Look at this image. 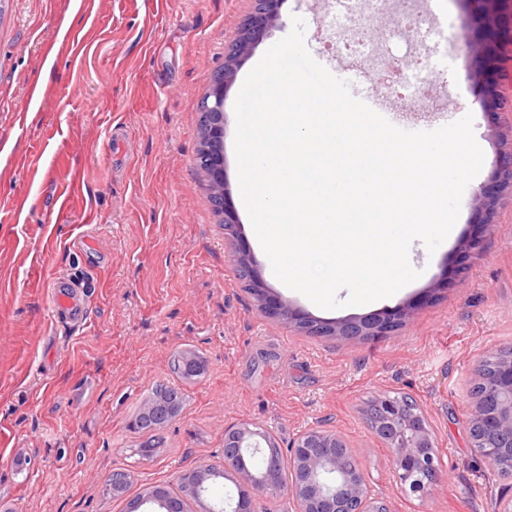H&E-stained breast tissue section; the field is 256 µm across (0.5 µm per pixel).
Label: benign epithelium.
<instances>
[{"label": "benign epithelium", "mask_w": 512, "mask_h": 512, "mask_svg": "<svg viewBox=\"0 0 512 512\" xmlns=\"http://www.w3.org/2000/svg\"><path fill=\"white\" fill-rule=\"evenodd\" d=\"M254 9L235 32L224 53V81L196 109L210 117L212 138L224 125L223 104L242 62L264 35L281 22L283 0H254ZM464 13L462 40L466 48L467 79L481 85L482 107L498 113L509 104L494 74L504 49L512 50V0H454ZM493 189L481 188L473 202L482 223L492 224L499 197L512 192V148L500 151L491 175ZM237 218L224 204V235L238 263L248 268L249 291L259 308L278 321L293 323L312 336L345 338L384 336L412 321L416 307L406 304L354 319L321 322L270 294L253 269L250 252L236 233ZM474 401L470 424L477 434V448L490 470L499 473L512 465V352L502 355L494 372L483 364L475 369ZM372 431L387 443L397 484L410 495L429 491L441 468L435 436L423 406L412 398L379 394L367 409ZM273 435L253 422L224 428V457L220 465L201 464L186 472L194 480V497L221 477L232 482L237 496H227L209 512H256L255 495L287 494L294 512H390L386 499L371 489L367 473L358 464L348 465L353 449L339 434L319 427L302 432L291 445L290 480H280L281 463L272 451ZM148 504L150 512H187L185 499L163 487H151L131 503V512Z\"/></svg>", "instance_id": "benign-epithelium-1"}]
</instances>
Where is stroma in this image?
Listing matches in <instances>:
<instances>
[{"label": "stroma", "mask_w": 512, "mask_h": 512, "mask_svg": "<svg viewBox=\"0 0 512 512\" xmlns=\"http://www.w3.org/2000/svg\"><path fill=\"white\" fill-rule=\"evenodd\" d=\"M252 0H5L0 16V512H128L146 488L177 489L179 475L224 453V427L249 421L280 447L322 426L345 437L392 512H492L512 497V479L494 476L468 432L473 372L512 348V196L496 223L482 224L473 196L489 185L498 146L493 126L512 112L485 113L482 89L465 78L463 14L453 0H429L447 22L442 109L419 97L404 106L429 131L474 117L485 159L467 186L457 231L428 253L409 249L420 277L388 300L326 310L289 290L255 247L240 200L234 104L247 74L294 17L322 65L335 66L352 94L382 102L376 66L358 72L331 49L320 23L330 0H283V23L256 46L224 100V180L254 268L273 294L309 316L338 321L413 301L417 315L374 340L311 336L265 315L237 274L234 253L195 165L198 99L208 93L224 51ZM43 96L27 101L29 85ZM126 128L116 151L114 122ZM80 191L59 215L60 188ZM97 223H85L87 212ZM96 248L86 251L85 238ZM477 238L468 252L462 241ZM76 274L91 288L86 325L52 315L54 275ZM203 355L191 382L173 356ZM156 383L180 385L185 406L150 458L147 434L130 426ZM414 396L437 436L441 469L426 498L397 489L386 445L364 409L380 393ZM130 476L125 496L102 489L115 471Z\"/></svg>", "instance_id": "stroma-1"}]
</instances>
